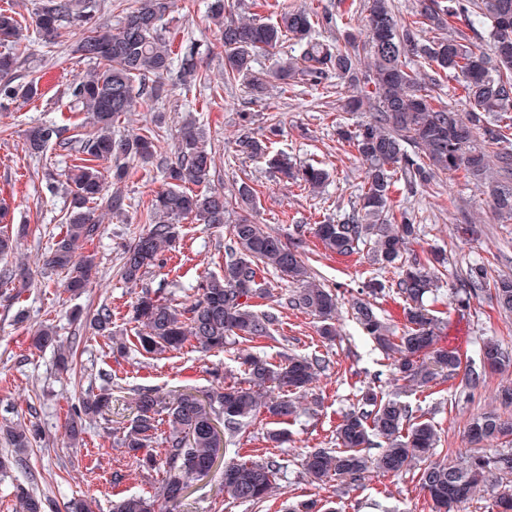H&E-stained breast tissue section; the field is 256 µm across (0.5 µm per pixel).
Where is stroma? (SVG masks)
<instances>
[{"label":"stroma","mask_w":512,"mask_h":512,"mask_svg":"<svg viewBox=\"0 0 512 512\" xmlns=\"http://www.w3.org/2000/svg\"><path fill=\"white\" fill-rule=\"evenodd\" d=\"M169 20L170 38L194 45L205 80L189 88L170 80L166 94L128 114L116 125V132L158 128L156 154L171 161L176 157L177 130L186 115H193L204 127L214 155L209 188L231 194L249 186L255 198L254 222L285 237L302 229L303 259L325 287L338 293L340 302L335 341L319 336L316 317L288 309L281 312L272 338L246 346L276 361L300 354L317 355L328 363L291 422V437L282 447L272 446L271 426L262 414L240 435L224 440L222 461L277 459L283 466L278 487L263 502L240 504L225 495L222 472L217 469L192 484L176 512H286L288 504L307 500L332 512H430L429 499L413 473L372 477L347 491L334 481L312 483L301 460L312 449L335 447L342 413L377 381L384 391L398 393L416 415L431 420L439 432L443 458L458 462L474 448L465 432L473 416L495 410L512 419V407H502L498 399L501 386L512 382V373L487 374L473 389L463 387L460 377L454 376L438 378L413 392L400 391L388 360L362 334L352 310V298L363 285L372 280L391 284L396 269L379 268L360 254L327 251L314 234L316 224L342 221L358 201L365 167L337 135L339 127L357 122V115L342 111L336 92L321 88L292 86L284 93L274 88L264 100L253 101L244 85L224 82V46L206 16L204 0H172ZM81 36V27L67 24L55 42L30 41L17 76L23 81L38 79L41 95L17 100L0 114V200L10 205L15 224L26 227L19 250L33 281L19 296H0V427L32 421L41 430L40 441L25 454L23 464L0 477V512H17L15 491L20 486L47 497L50 512H66L68 501L82 496L94 500V512H111L117 488L128 495L158 494L160 475L141 471L120 445L122 429L134 413L136 389L149 387L163 397L177 391L202 393L214 383L212 369H220L228 382L241 374L235 357L244 346L238 341L205 355L186 347L161 355L132 350L119 356L112 352L110 337L94 333L84 322L106 304L113 311V335H133L131 304L142 289L187 302L199 277L222 273L224 242L230 224L238 219L234 212L221 227L181 221L176 247L166 253L164 263L149 268L140 285L121 279L120 246L144 229L152 198L166 187L162 170L129 164L121 184L129 209L122 217H103L100 237L88 245L97 255L98 272L83 292L65 291L64 273L47 271L42 265L41 255L61 232L70 203L65 185L48 192L46 178L68 171L75 159L55 145L45 157L29 156L24 133L47 119L69 127L81 122L82 113L66 96L73 79L89 69L71 53ZM245 112L253 118L252 135L270 139V153H285L299 167L317 162L328 170L330 179L322 192L283 181L266 158L236 152ZM273 120L281 133L272 138L267 126ZM392 206L394 213H407L419 227L413 251L423 256L439 250L448 257L441 274L444 288L434 303L439 313L437 347L458 350L471 361L478 359L483 343L490 339L512 349V316L500 314L483 297L471 299L466 307L452 304L446 290L448 283L465 277L475 265L486 267L492 277H512V223L499 221L485 188L459 173L444 175L414 193L396 186ZM462 213L475 221V232L459 223ZM76 310L82 311L83 321H73ZM45 325L55 327L62 344L78 341L69 369L57 367L53 349L39 351L32 346V336ZM103 392L111 393V401L98 416L86 420L79 442L70 443L67 423L75 406L82 398ZM117 473L123 480L116 488L112 477Z\"/></svg>","instance_id":"1"}]
</instances>
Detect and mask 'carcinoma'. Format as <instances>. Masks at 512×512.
Listing matches in <instances>:
<instances>
[{"instance_id":"1","label":"carcinoma","mask_w":512,"mask_h":512,"mask_svg":"<svg viewBox=\"0 0 512 512\" xmlns=\"http://www.w3.org/2000/svg\"><path fill=\"white\" fill-rule=\"evenodd\" d=\"M170 0H135L118 27L107 29L95 19L91 0H44L34 24L13 9L0 8V108L17 100L40 95L39 82H14L21 44L32 36L46 41L60 37L63 23L74 22L88 31L72 52L92 61L95 67L76 77L67 95L85 114L81 127L90 130L67 135L68 128L53 122L33 126L25 133V149L34 157L58 145L80 155L69 168L67 190L71 203L65 230L42 254L43 267L66 271L68 287L82 288L97 268L96 255L85 245L101 233L99 215L120 216L125 197L114 186L127 175L125 160L143 165L154 159L158 132L147 128L118 136L115 125L136 111L144 95L157 97L173 67L180 82L191 86L202 80L192 48H174L168 37ZM229 0H209L208 17L221 32L224 44V82L246 84L258 101L269 91L265 74L253 68L259 57L274 55L282 43L294 41L299 54L279 63L277 77L283 85L302 83L311 88L337 80L352 92L347 106L369 113L354 128L341 129L339 140L352 146L366 166V181L359 202L341 224H319L315 234L324 248L338 255L363 251L371 261L397 266V295L405 302V329L396 335L375 306L364 298L353 299L357 323L414 391L438 375L463 374L462 382L473 388L481 370L501 373L512 369V351L488 342L482 349L480 367L463 365L454 350H434L438 318L424 297L438 288L437 264L441 258L409 253L417 227L407 214L396 217L391 194L398 182L412 192L431 184L441 174L457 171L485 185L491 206L504 221H512V0H419L418 20L398 24L390 0H364L362 28L353 27L356 14L348 10L338 17L326 11L283 6L270 18L234 19L227 14ZM342 21L343 40H324L322 31ZM431 33L424 38L422 34ZM364 39H359V36ZM488 44L489 50L480 44ZM448 75L456 78L467 110L460 112L431 95L432 88ZM237 151L264 156L266 143L245 132L237 138ZM213 157L204 130L195 118L185 120L178 141L177 160L164 167L171 187L157 193L148 213L149 227L123 249L121 277L136 285L146 269L174 247L177 224L191 218L198 224L221 226L226 215L239 205H254L249 187L235 195L217 190L187 191L184 185L209 180ZM326 170L304 167L299 182L321 189ZM17 238L0 229V258L16 255ZM25 263L15 262L0 270V284L23 286ZM275 270L281 279L296 285L279 306L310 313L321 323L320 335H337L339 296L316 281L297 250L295 241L279 237L243 215L229 225L224 246L222 274L202 277L194 300L177 305L145 290L132 307L137 323L135 346L147 354L177 351L190 345L208 353L224 348L235 336L241 342L272 336L279 317L255 310L253 300L271 298L261 274ZM460 306L487 294L498 309L512 313V278L487 282L482 267L470 269L465 278L448 285ZM112 310L99 308L89 319L97 333H111ZM34 347L57 349L61 364H68L73 346L57 345L51 327L32 337ZM244 377L217 383L205 397L190 391L170 399L150 388L135 391V412L123 430L120 444L139 467L163 472L161 497L179 503L184 491L203 477V471L219 457L218 423L230 435L260 413L274 424H286L299 412L294 394L307 389L327 367L317 356L294 355L278 363L243 353L239 356ZM278 390L277 396L271 390ZM104 394L82 400L70 425L72 439L82 433V421L99 412ZM7 436L16 457L28 450L39 435L36 425H7ZM468 436L483 443L512 436V422L495 411H486L469 423ZM161 439L164 453L152 452ZM338 448H315L302 460L311 481L336 480L348 488L371 476H398L414 471L420 489L431 501V512H458L459 505L481 492L494 493L499 512H512V449H497L468 456L450 465L438 459V435L431 421L414 415L411 406L397 397L369 388L357 404L342 414L336 425ZM378 445V453L369 448ZM278 462L270 457L224 465V493L240 503L257 504L273 492L279 475ZM20 512H47L46 500L17 488ZM112 512H160L156 500L127 495L112 502Z\"/></svg>"}]
</instances>
